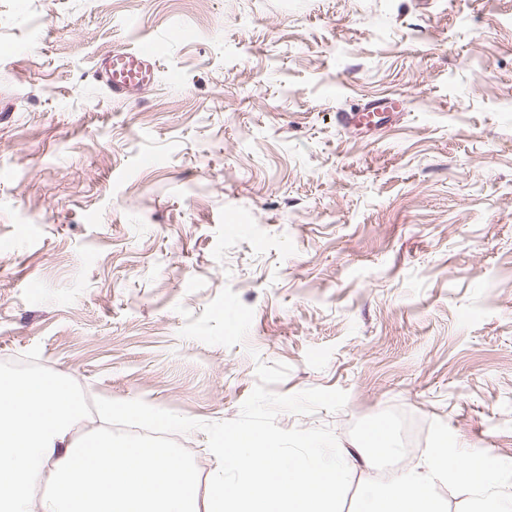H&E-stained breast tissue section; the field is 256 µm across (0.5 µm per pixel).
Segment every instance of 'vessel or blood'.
<instances>
[{
  "label": "vessel or blood",
  "mask_w": 512,
  "mask_h": 512,
  "mask_svg": "<svg viewBox=\"0 0 512 512\" xmlns=\"http://www.w3.org/2000/svg\"><path fill=\"white\" fill-rule=\"evenodd\" d=\"M98 80L113 98L132 100L147 92L156 80L155 60L149 48H120L100 60L96 69ZM344 127L371 128L379 122V111L373 102H366L343 113Z\"/></svg>",
  "instance_id": "obj_1"
}]
</instances>
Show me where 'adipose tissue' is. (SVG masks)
Instances as JSON below:
<instances>
[{
	"instance_id": "ef3b65f1",
	"label": "adipose tissue",
	"mask_w": 512,
	"mask_h": 512,
	"mask_svg": "<svg viewBox=\"0 0 512 512\" xmlns=\"http://www.w3.org/2000/svg\"><path fill=\"white\" fill-rule=\"evenodd\" d=\"M492 473L490 461L461 457L443 438L406 472L364 485L363 512H443L435 488L448 478L472 490L471 512H512V500L488 493Z\"/></svg>"
}]
</instances>
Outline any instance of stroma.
<instances>
[{
  "label": "stroma",
  "instance_id": "obj_1",
  "mask_svg": "<svg viewBox=\"0 0 512 512\" xmlns=\"http://www.w3.org/2000/svg\"><path fill=\"white\" fill-rule=\"evenodd\" d=\"M151 46L115 100L100 59ZM398 96L364 135L337 112ZM228 421L256 365L355 452L440 437L512 495V0H0V361ZM113 99L132 100L147 92L156 80L155 60L149 48H120L100 60L95 71Z\"/></svg>",
  "mask_w": 512,
  "mask_h": 512
}]
</instances>
